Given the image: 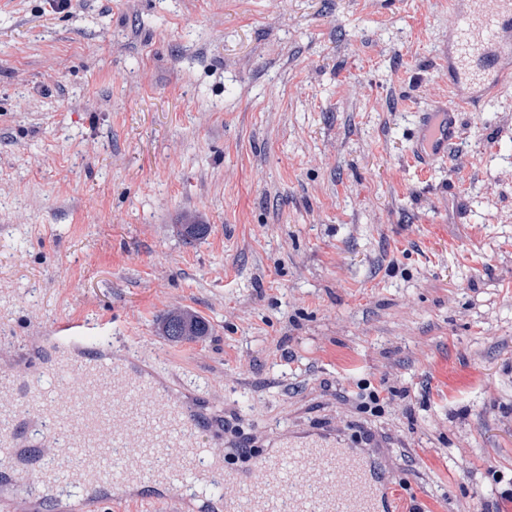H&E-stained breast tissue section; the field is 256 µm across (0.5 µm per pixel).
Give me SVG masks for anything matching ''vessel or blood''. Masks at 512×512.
Here are the masks:
<instances>
[{"label":"vessel or blood","mask_w":512,"mask_h":512,"mask_svg":"<svg viewBox=\"0 0 512 512\" xmlns=\"http://www.w3.org/2000/svg\"><path fill=\"white\" fill-rule=\"evenodd\" d=\"M458 29L448 42V104L422 113L412 145L415 161L435 165L459 142L461 106L487 103L502 84L512 81V0H451ZM89 323L60 319L52 332L64 355L56 376L59 389L71 397L72 414H61L49 402L40 377L17 381L0 375V393L16 401L0 407L9 428L0 437L25 442L31 402H41L38 420L53 421L68 435L67 449L81 461L70 467L67 486L82 490L91 484H139L154 481L182 493L177 512L217 500L224 512H394V474L380 457L318 434L275 436L272 459H257L263 482L228 471L223 457L203 446L200 420L163 398L144 378L130 374L111 358L74 361L66 350L88 339ZM123 398H113L114 389ZM177 450L180 471L149 467L151 458Z\"/></svg>","instance_id":"1"}]
</instances>
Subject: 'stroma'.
I'll return each instance as SVG.
<instances>
[{
	"mask_svg": "<svg viewBox=\"0 0 512 512\" xmlns=\"http://www.w3.org/2000/svg\"><path fill=\"white\" fill-rule=\"evenodd\" d=\"M456 26L448 0H0V370L85 319L221 415L229 470L242 434L370 430L398 512H512V85L446 161L409 153ZM177 311L209 336H163ZM393 394L394 390L385 385L373 386L370 389L369 383L368 387L360 388V392L356 393V398L361 401L360 404H364L365 409L368 408L371 412H377Z\"/></svg>",
	"mask_w": 512,
	"mask_h": 512,
	"instance_id": "stroma-1",
	"label": "stroma"
}]
</instances>
